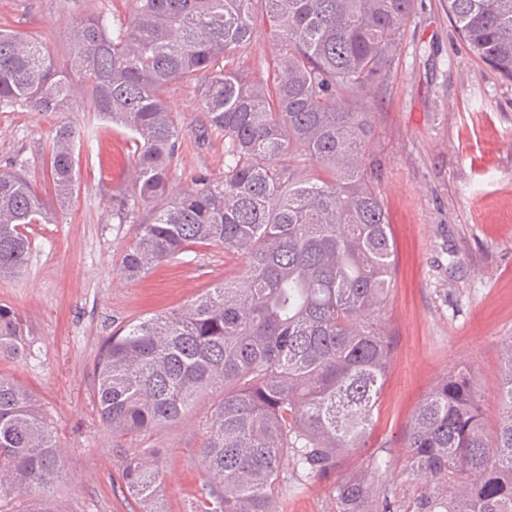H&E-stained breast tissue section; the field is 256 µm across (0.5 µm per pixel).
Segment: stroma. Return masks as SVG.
<instances>
[{"label": "stroma", "mask_w": 512, "mask_h": 512, "mask_svg": "<svg viewBox=\"0 0 512 512\" xmlns=\"http://www.w3.org/2000/svg\"><path fill=\"white\" fill-rule=\"evenodd\" d=\"M132 11V0H0V28L35 39L63 66L75 19L102 14L114 29ZM280 53L259 24L224 62L265 79ZM166 100L181 130L172 190L202 176L222 180L224 136L208 127L197 83L170 84ZM362 103L372 114L368 157L396 249L384 312L393 356L373 426L340 470L363 472L382 461L370 512H418L426 487L410 467L405 436L435 383L451 370H471L487 429L497 427L499 345L512 336V82L462 43L446 0H416L388 78ZM65 122L80 138L77 181L61 207L44 147ZM135 160L129 132L97 113L0 112V169L25 175L51 211L50 223L29 227L23 273L0 276V304L19 312L33 342L26 358L0 360V373L29 388L57 429L63 470L50 496L54 512H141L93 399L100 347L126 324L180 309L242 266L223 246L195 244L123 280L121 257L150 216L146 206L133 217L119 207L132 191ZM220 398L202 397L182 420L137 442L163 451L166 512H195L205 479L199 448ZM332 486L329 477L309 479L279 512H336Z\"/></svg>", "instance_id": "obj_1"}]
</instances>
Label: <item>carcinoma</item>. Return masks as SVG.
<instances>
[{"label":"carcinoma","mask_w":512,"mask_h":512,"mask_svg":"<svg viewBox=\"0 0 512 512\" xmlns=\"http://www.w3.org/2000/svg\"><path fill=\"white\" fill-rule=\"evenodd\" d=\"M134 2L115 33L102 16L75 23L66 67L1 29L0 110L68 112L82 90L93 111L133 135L137 177L125 205L152 213L121 258L125 280L199 242L242 259L236 277L190 304L107 337L93 396L112 435L132 440L220 390L200 448L196 512H278L291 489L336 473L359 447L391 363L382 312L395 252L364 161L373 125L341 93L359 97L386 79L415 0H264L263 20L283 45L270 86L224 65L226 51L252 38L254 0ZM447 3L470 52L512 81V0ZM180 80L199 81L206 123L224 134V179L203 177L173 196L180 130L164 94ZM77 139L64 123L47 147L61 206L76 182ZM300 157L321 174L301 175ZM50 220L37 189L1 169V276L22 271L29 225ZM26 346L21 316L0 305V354L22 358ZM500 355L494 433L466 369L420 403L405 444L428 488L420 512H512V336ZM119 452L142 512H166L159 452ZM60 475V443L35 396L0 376V503L41 496ZM334 490L338 512H367L377 495L365 475H346Z\"/></svg>","instance_id":"cac0c4a2"}]
</instances>
